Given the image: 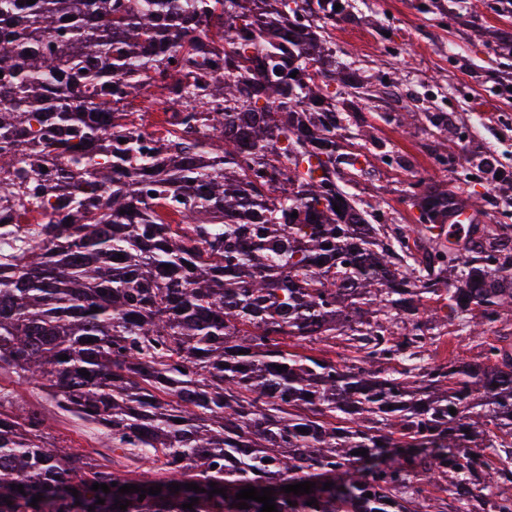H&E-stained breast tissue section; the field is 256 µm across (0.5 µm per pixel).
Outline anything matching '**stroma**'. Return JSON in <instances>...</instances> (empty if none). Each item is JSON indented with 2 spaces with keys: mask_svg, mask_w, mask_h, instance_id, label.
<instances>
[{
  "mask_svg": "<svg viewBox=\"0 0 512 512\" xmlns=\"http://www.w3.org/2000/svg\"><path fill=\"white\" fill-rule=\"evenodd\" d=\"M350 16L331 37L336 55L357 77L351 101L339 108L340 132L348 150H362L368 174L350 187L380 224L409 225L415 215L405 199L411 171L431 172L439 148L470 169L485 155L497 161L495 175L479 181L497 204L489 224H512V58L498 55L497 42L512 29V16L498 12L499 0H466L461 17L448 14V0H349ZM427 119L406 125L408 110ZM455 173L432 174L451 187ZM12 406L40 411L49 424L47 442L97 462L111 458V443L95 425L60 413L48 396L0 375Z\"/></svg>",
  "mask_w": 512,
  "mask_h": 512,
  "instance_id": "1",
  "label": "stroma"
}]
</instances>
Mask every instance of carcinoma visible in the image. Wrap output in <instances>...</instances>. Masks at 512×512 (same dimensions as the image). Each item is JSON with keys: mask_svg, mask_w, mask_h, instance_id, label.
Wrapping results in <instances>:
<instances>
[{"mask_svg": "<svg viewBox=\"0 0 512 512\" xmlns=\"http://www.w3.org/2000/svg\"><path fill=\"white\" fill-rule=\"evenodd\" d=\"M349 7L0 0V172L39 166L50 144L33 120L80 142L24 193L64 194L78 222L0 231V372L98 427L115 457L158 465L133 479L52 448L39 411H1L0 386V512H261L239 508L247 486L272 488L278 512H418L436 493L512 512V340L496 331L512 317V225L472 224L459 244L436 226L486 195L421 179L410 228L373 223L347 189L365 167L339 141L352 83L330 30ZM184 9L215 41L190 36ZM148 70L173 72L166 107L182 117L151 173L115 112ZM110 108L109 130L95 116ZM449 326L485 339L481 362L421 357ZM338 335L352 354H316ZM305 481L310 494L281 490Z\"/></svg>", "mask_w": 512, "mask_h": 512, "instance_id": "cac0c4a2", "label": "carcinoma"}]
</instances>
